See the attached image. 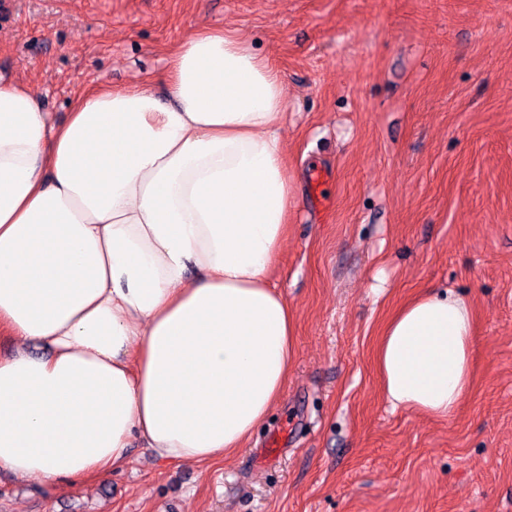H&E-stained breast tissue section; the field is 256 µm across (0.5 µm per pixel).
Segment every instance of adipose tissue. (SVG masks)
<instances>
[{
    "label": "adipose tissue",
    "mask_w": 512,
    "mask_h": 512,
    "mask_svg": "<svg viewBox=\"0 0 512 512\" xmlns=\"http://www.w3.org/2000/svg\"><path fill=\"white\" fill-rule=\"evenodd\" d=\"M150 85L95 88L65 123L0 82V470L57 486L242 448L280 398L294 318L270 273L296 204L288 85L231 28L202 29ZM473 314L448 288L397 308L375 351L395 408L452 418ZM48 347L45 356L31 344Z\"/></svg>",
    "instance_id": "obj_1"
}]
</instances>
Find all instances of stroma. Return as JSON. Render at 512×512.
<instances>
[{"mask_svg":"<svg viewBox=\"0 0 512 512\" xmlns=\"http://www.w3.org/2000/svg\"><path fill=\"white\" fill-rule=\"evenodd\" d=\"M215 27L288 84L283 394L210 464L136 439L69 489L0 471V512H512V0H0V78L58 121L95 85L162 98L172 48ZM435 287L475 315L448 420L391 410L374 366L389 315Z\"/></svg>","mask_w":512,"mask_h":512,"instance_id":"1","label":"stroma"}]
</instances>
